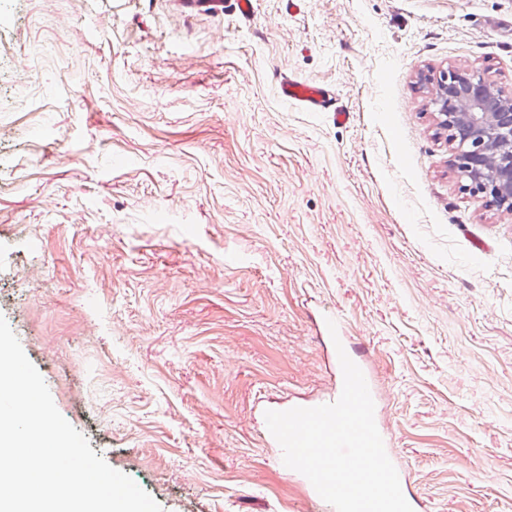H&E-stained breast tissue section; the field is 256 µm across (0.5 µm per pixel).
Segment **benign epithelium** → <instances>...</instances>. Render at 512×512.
Wrapping results in <instances>:
<instances>
[{
  "label": "benign epithelium",
  "instance_id": "1",
  "mask_svg": "<svg viewBox=\"0 0 512 512\" xmlns=\"http://www.w3.org/2000/svg\"><path fill=\"white\" fill-rule=\"evenodd\" d=\"M434 104L456 143L455 164L468 190L496 206L512 203V92L486 73L450 70L437 80Z\"/></svg>",
  "mask_w": 512,
  "mask_h": 512
}]
</instances>
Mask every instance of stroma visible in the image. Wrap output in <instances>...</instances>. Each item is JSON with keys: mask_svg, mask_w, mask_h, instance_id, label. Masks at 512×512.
I'll return each instance as SVG.
<instances>
[{"mask_svg": "<svg viewBox=\"0 0 512 512\" xmlns=\"http://www.w3.org/2000/svg\"><path fill=\"white\" fill-rule=\"evenodd\" d=\"M68 9L0 0V316L62 416L162 512H320L265 410L335 391L334 312L421 512H512V221L431 103L512 89V0ZM278 91L281 98L307 112H332L334 123L344 124L350 119V112L343 107L334 106L329 91L321 85L288 78L279 83Z\"/></svg>", "mask_w": 512, "mask_h": 512, "instance_id": "35a3bbf8", "label": "stroma"}]
</instances>
